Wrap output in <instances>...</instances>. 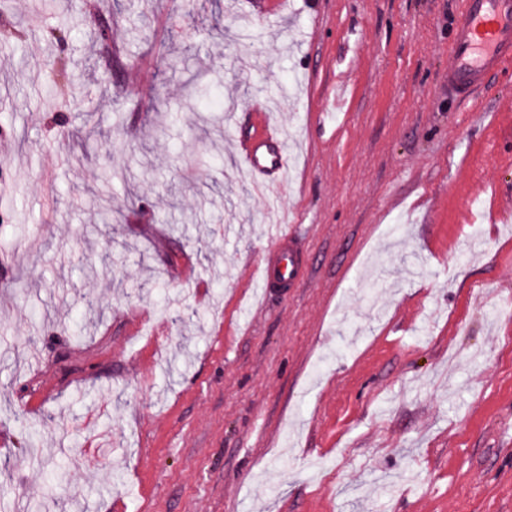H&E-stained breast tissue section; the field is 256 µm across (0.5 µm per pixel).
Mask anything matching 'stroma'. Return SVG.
I'll use <instances>...</instances> for the list:
<instances>
[{"label":"stroma","instance_id":"35a3bbf8","mask_svg":"<svg viewBox=\"0 0 512 512\" xmlns=\"http://www.w3.org/2000/svg\"><path fill=\"white\" fill-rule=\"evenodd\" d=\"M459 5L0 0L14 512H512V70L449 98ZM269 98L309 276L267 300ZM270 112L269 107L260 105L252 113V134L245 140L237 141L238 153L244 156L249 170L271 176L258 182L263 193H274L285 187L290 160L288 137L272 123Z\"/></svg>","mask_w":512,"mask_h":512}]
</instances>
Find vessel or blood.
I'll list each match as a JSON object with an SVG mask.
<instances>
[{
	"instance_id": "vessel-or-blood-1",
	"label": "vessel or blood",
	"mask_w": 512,
	"mask_h": 512,
	"mask_svg": "<svg viewBox=\"0 0 512 512\" xmlns=\"http://www.w3.org/2000/svg\"><path fill=\"white\" fill-rule=\"evenodd\" d=\"M512 68V0H461L449 49L448 93L467 102L488 79ZM252 133L238 141L249 170L263 173L258 187L274 193L285 187L290 149L284 131L274 125L270 109L259 106L251 118ZM264 294L294 287L307 276L297 243L288 230H277L267 255L260 259Z\"/></svg>"
}]
</instances>
